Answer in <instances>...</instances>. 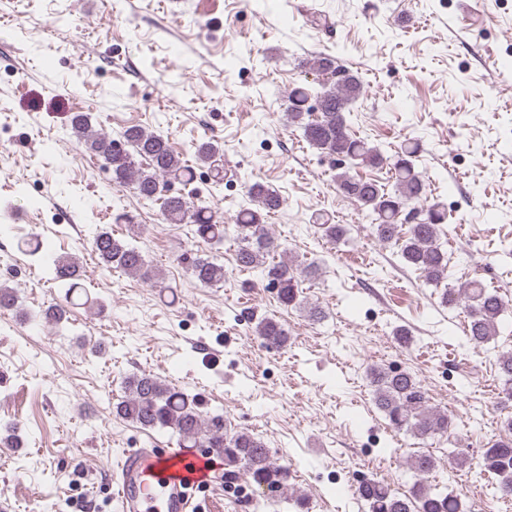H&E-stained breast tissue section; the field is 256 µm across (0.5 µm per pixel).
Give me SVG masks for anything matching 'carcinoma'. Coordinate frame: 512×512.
<instances>
[{
  "mask_svg": "<svg viewBox=\"0 0 512 512\" xmlns=\"http://www.w3.org/2000/svg\"><path fill=\"white\" fill-rule=\"evenodd\" d=\"M316 72H331L335 81L321 88L299 84L288 91L284 112L288 123L302 133L310 148L332 156L339 166L335 182L337 190L357 201L368 211L374 237L382 244L394 247L403 264L421 271L426 284L442 287L440 303L450 308L463 307L468 312L466 337L478 348L498 336L500 317L509 301L489 290L479 279L451 286L444 284L450 273L448 252L442 249L440 231L448 221V210L430 200L426 180L415 171L414 158L420 152L417 141L408 139L400 151L386 158L369 142L351 131L348 115L353 105L364 95L357 75L345 69L328 54H318L300 62ZM318 112L312 118V111ZM71 129L84 140L87 148L112 171V180L128 186L140 200L159 206L160 215L169 224L193 226L194 238L205 245L224 243L227 227L215 220L213 208L205 200L192 201L182 194H172L168 182L194 179V168L184 165L168 137L140 125L128 127L123 143L117 144L91 130V117L86 112L71 116ZM196 164L206 167L214 182L224 180L219 164L217 145L204 141L195 146ZM141 158L146 164L136 162ZM389 165V183L357 178L350 174L353 165L378 168ZM247 195L253 206L244 205L233 215V231L239 246L236 263L242 270L259 273L263 287L276 288L279 303L288 308H305L312 319L321 318L317 305L301 298L300 276L303 270L286 260H278L281 243L269 232L266 221L282 206L280 195L263 182L248 185ZM413 213L418 221L403 229L404 216ZM322 235L334 244L346 242L343 224L323 222L318 225ZM92 247L102 263L118 268L126 275L150 281L167 288L146 262L141 249L112 236L108 231L97 232ZM195 279L205 286L224 283V265L206 254L184 257ZM54 280L65 288L64 301L46 311L56 324L68 321L69 304L74 295L83 291L80 283V263L72 257L54 261ZM254 333L265 343L282 347L288 342V332L273 318H263ZM501 393L512 398V352L498 358ZM367 377L374 386L377 408L387 425L415 438L446 436L453 425L448 412L429 404L427 391L420 379L404 369L373 365ZM118 417L143 429H169L177 436L181 448H212L224 457V464L241 470L259 490L267 492L269 504H282L291 479L290 467L277 463L264 442L248 431L229 434L224 431V415L210 412L196 396L166 383L151 372L142 371L125 380V396L115 406ZM504 432L484 449L477 467L497 477L496 493L512 497V417L501 420ZM437 460L431 453L419 452L410 459V467L418 476L412 490L398 493L381 481L360 484V497L370 512H463L460 499L440 491L430 484Z\"/></svg>",
  "mask_w": 512,
  "mask_h": 512,
  "instance_id": "carcinoma-1",
  "label": "carcinoma"
}]
</instances>
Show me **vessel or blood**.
Segmentation results:
<instances>
[{
    "instance_id": "b4317fda",
    "label": "vessel or blood",
    "mask_w": 512,
    "mask_h": 512,
    "mask_svg": "<svg viewBox=\"0 0 512 512\" xmlns=\"http://www.w3.org/2000/svg\"><path fill=\"white\" fill-rule=\"evenodd\" d=\"M210 457L207 450L128 449L113 473L112 499L119 512H197L198 487L216 481L205 468Z\"/></svg>"
}]
</instances>
